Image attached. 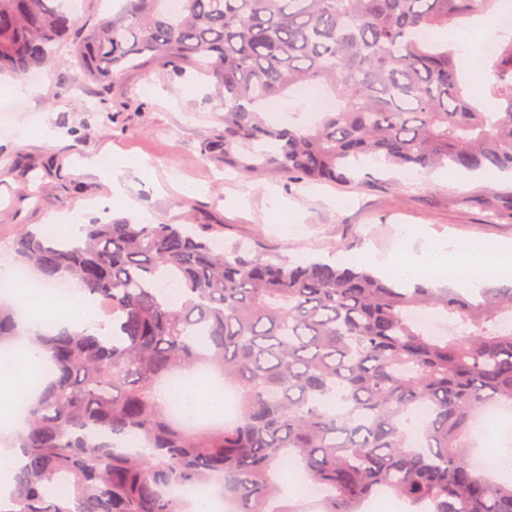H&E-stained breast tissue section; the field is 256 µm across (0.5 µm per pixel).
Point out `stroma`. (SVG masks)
<instances>
[{
  "instance_id": "1",
  "label": "stroma",
  "mask_w": 512,
  "mask_h": 512,
  "mask_svg": "<svg viewBox=\"0 0 512 512\" xmlns=\"http://www.w3.org/2000/svg\"><path fill=\"white\" fill-rule=\"evenodd\" d=\"M67 42L24 93L0 76V260L26 226L99 219L97 201L109 183L91 159L111 152L130 158L128 202L110 218L207 224L225 249L244 244L274 262L360 257L371 247L394 261L439 238L475 255L512 242V179L495 173L403 171L372 161L351 186L290 184L277 174L249 179L205 156L201 146L221 129L212 82L191 68L155 60L100 92L76 67ZM290 211L285 231L272 205Z\"/></svg>"
}]
</instances>
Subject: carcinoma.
<instances>
[{"instance_id": "carcinoma-1", "label": "carcinoma", "mask_w": 512, "mask_h": 512, "mask_svg": "<svg viewBox=\"0 0 512 512\" xmlns=\"http://www.w3.org/2000/svg\"><path fill=\"white\" fill-rule=\"evenodd\" d=\"M171 2L124 0L83 27L63 0H0V74L24 81L68 40L99 84L157 58L187 64L224 111L204 152L245 177L346 186L369 158L512 171V33L473 92L440 40L497 0ZM305 84L336 104L312 125L268 119ZM14 251L43 283L108 304L113 331L42 342L55 376L27 406L0 512H183L172 489L216 476L231 512H296L271 478L290 458L325 488L324 512H362L382 491L407 512H512V483L467 454L478 411L512 403V286L471 300L364 266L275 263L225 252L202 224L96 221L54 242L27 230ZM421 307L454 317L453 335L408 317ZM17 318L0 307V347ZM200 366L236 387L233 422L188 429L168 410L165 383Z\"/></svg>"}]
</instances>
